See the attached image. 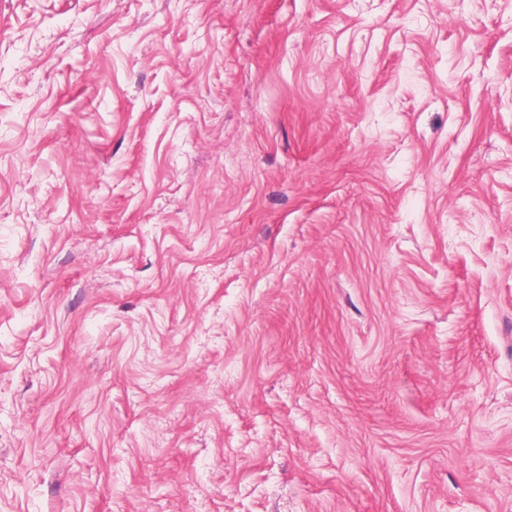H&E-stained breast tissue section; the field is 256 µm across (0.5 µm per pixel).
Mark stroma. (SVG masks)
I'll return each mask as SVG.
<instances>
[{"label":"stroma","mask_w":512,"mask_h":512,"mask_svg":"<svg viewBox=\"0 0 512 512\" xmlns=\"http://www.w3.org/2000/svg\"><path fill=\"white\" fill-rule=\"evenodd\" d=\"M0 512H512V0H0Z\"/></svg>","instance_id":"35a3bbf8"}]
</instances>
